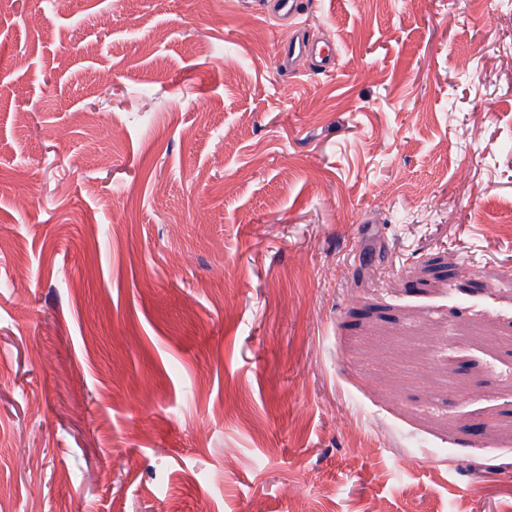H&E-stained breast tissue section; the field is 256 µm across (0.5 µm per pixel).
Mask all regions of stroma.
<instances>
[{"mask_svg":"<svg viewBox=\"0 0 512 512\" xmlns=\"http://www.w3.org/2000/svg\"><path fill=\"white\" fill-rule=\"evenodd\" d=\"M267 2L0 0V512H512V9ZM323 43V44H321ZM310 57L314 66L323 73L334 69L335 48L327 42L306 41L297 31H289L288 39L283 41L277 52V63L280 69L300 74V63Z\"/></svg>","mask_w":512,"mask_h":512,"instance_id":"obj_1","label":"stroma"}]
</instances>
